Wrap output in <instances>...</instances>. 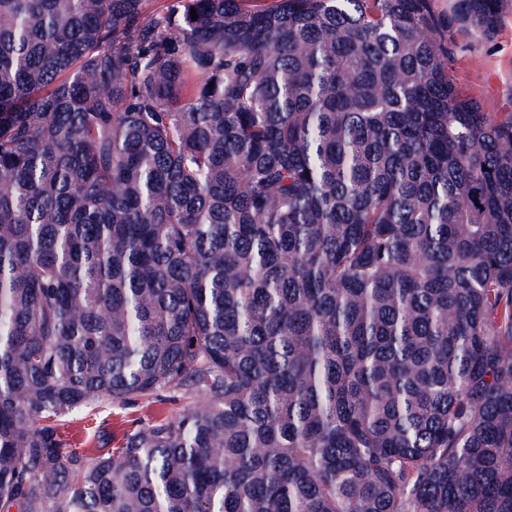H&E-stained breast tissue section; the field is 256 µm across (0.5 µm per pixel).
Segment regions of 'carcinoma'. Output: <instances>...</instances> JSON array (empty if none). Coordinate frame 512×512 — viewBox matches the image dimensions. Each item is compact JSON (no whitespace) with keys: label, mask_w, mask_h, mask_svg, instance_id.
<instances>
[{"label":"carcinoma","mask_w":512,"mask_h":512,"mask_svg":"<svg viewBox=\"0 0 512 512\" xmlns=\"http://www.w3.org/2000/svg\"><path fill=\"white\" fill-rule=\"evenodd\" d=\"M507 4L0 0V512H512ZM453 78L486 112H512V10L491 43L460 36ZM198 398L196 394H164L127 405L96 401L62 418L58 430L69 448H100L105 433L112 439L106 448H118L126 431L157 419H174Z\"/></svg>","instance_id":"cac0c4a2"}]
</instances>
